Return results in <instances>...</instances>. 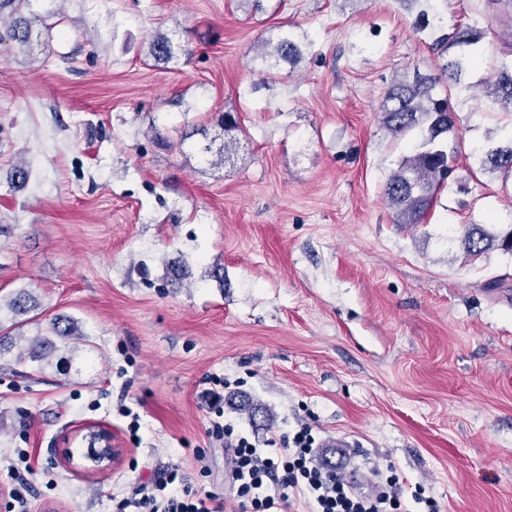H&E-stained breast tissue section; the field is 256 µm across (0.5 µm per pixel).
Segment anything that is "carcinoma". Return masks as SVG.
Wrapping results in <instances>:
<instances>
[{
	"label": "carcinoma",
	"mask_w": 512,
	"mask_h": 512,
	"mask_svg": "<svg viewBox=\"0 0 512 512\" xmlns=\"http://www.w3.org/2000/svg\"><path fill=\"white\" fill-rule=\"evenodd\" d=\"M29 0H0V14L10 8L15 19L0 34V41L9 40L26 45L32 36L37 17L20 15ZM486 30L469 24H458L448 33L433 38L432 49L442 58L432 73L417 70L394 78L380 106L381 124L394 138L399 139L416 129L422 140L416 152L399 162L383 187L384 198L392 209L394 223L416 225L425 222L438 193L448 184L454 171L455 156L448 152V134L456 128L457 115L448 98L440 97L441 91L451 90L460 84L476 63L478 44ZM455 49L448 56V49ZM146 56L157 63H167L176 56L171 39L158 34L148 43ZM260 57L265 65H297L303 58L302 44L288 31L280 28L264 40ZM493 106L500 112L512 113V63L503 62L491 79L485 81ZM224 125V147L221 160H226L236 150L238 141L232 132L240 130L238 119L231 112L221 115ZM480 169L497 172L503 177L512 176V138L502 145L488 148L481 158ZM463 252L478 256L488 251L508 249L512 244V226L505 231L490 232L480 224H465L460 235ZM10 311L24 316L36 309L38 303L31 293L21 290L9 298Z\"/></svg>",
	"instance_id": "1"
}]
</instances>
